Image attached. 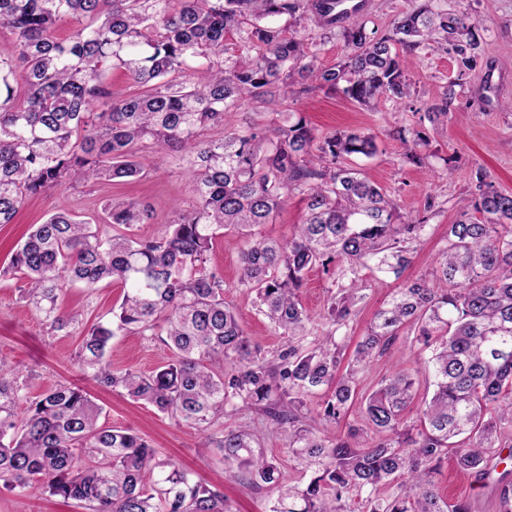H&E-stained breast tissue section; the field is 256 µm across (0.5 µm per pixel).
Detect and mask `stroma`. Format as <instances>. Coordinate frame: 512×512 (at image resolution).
Here are the masks:
<instances>
[{"mask_svg":"<svg viewBox=\"0 0 512 512\" xmlns=\"http://www.w3.org/2000/svg\"><path fill=\"white\" fill-rule=\"evenodd\" d=\"M441 10L464 11L476 24L479 41L477 64L462 87H455L456 55L451 49L419 51L409 75V98L383 102L377 110L367 111L342 93L313 91L288 100L289 111L303 113L317 136L342 128H357L376 137L377 152L369 159H355V166L396 199L401 217L422 210L426 199H433V216L418 243L411 265L402 279L394 275L364 272L362 299L357 304L343 334L345 349L342 365H349L354 349L374 313L386 303L401 280L427 276L447 245L449 224L458 217L457 202L475 190V173L484 170L500 190L512 192V0H434ZM299 35L319 42L318 63L329 67L341 57V28L325 31L314 18L297 24ZM500 79V96L487 99L483 84L487 73ZM455 99L444 122H430L427 106L441 101L446 93ZM422 132L429 140L428 156L419 166L402 159L403 136ZM145 173L135 181H102L76 189H50L28 199L15 223L0 224V267L10 256L29 225L37 224L57 212H69L78 219L106 224L107 201H144L153 209V220L132 229L139 236L160 235L172 218L175 203L191 205L193 172L177 157L159 154L147 156ZM247 246L244 236L228 231L217 239L209 256V268L224 278V298L233 308L239 325L249 339L264 348H273L278 335L257 314L253 298L237 286L240 258ZM331 280L322 268L308 272L299 299L312 327L328 330L324 308ZM121 288L101 282L95 292L72 286L58 300L60 312L77 314V323L67 330L49 332L30 308L18 299L13 280L0 279V356L18 364L19 384L27 397L41 394L54 383L81 385L102 410L107 426L131 428L146 438L159 455L177 466L195 472L204 481L221 488L233 512H266L273 494L267 488L249 487L232 479L229 466L215 446L205 445L194 430L177 424L169 416L147 404H141L83 378L77 365L83 326L110 317L118 305ZM412 335L400 333L386 352L376 355L370 365L358 372L356 391L366 396L376 389L380 379L399 367L410 354ZM171 350L160 338L133 333L112 339L107 359L113 368H130L149 373L166 364ZM249 426L259 439L261 450L276 458L285 478L304 482L301 467L289 454L283 437L267 427L264 419L248 411H226L216 422L214 434L240 426ZM512 461L499 463L484 478L460 470L448 459L442 465L438 489L448 503L468 502L470 512H499L497 489ZM0 512H88L83 503L66 501L49 494L28 495L0 488Z\"/></svg>","mask_w":512,"mask_h":512,"instance_id":"1","label":"stroma"}]
</instances>
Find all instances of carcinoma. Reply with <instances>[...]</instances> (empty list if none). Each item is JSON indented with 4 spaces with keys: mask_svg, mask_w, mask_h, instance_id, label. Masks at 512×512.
<instances>
[{
    "mask_svg": "<svg viewBox=\"0 0 512 512\" xmlns=\"http://www.w3.org/2000/svg\"><path fill=\"white\" fill-rule=\"evenodd\" d=\"M313 2L0 0V27L14 39L12 55L0 56V224L13 223L25 199L46 190L135 180L148 154L181 152L196 174L194 204L175 209L161 236L111 234L54 214L31 227L0 277L18 280L20 298L53 332L75 322L57 306L64 287L93 290L108 279L122 288L112 318L81 332L84 374L200 432L228 408L258 410L311 471L304 485L285 482L246 426L206 442L217 443L232 478L276 492L268 512H341L337 503L351 494L368 512H469L463 502L448 506L435 475L451 454L461 470L485 476L501 455L504 429H512V194L477 171V197L448 225L434 279L397 289L357 343L354 368L339 378L336 333L354 314L360 272L400 276L434 204L426 200L424 215L397 223L394 201L346 164L376 154L370 133L335 131L319 141L299 112L281 124L229 127L245 99L277 111L278 91H340L370 110L401 100L410 94L414 55L442 41L458 57L461 86L476 66V24L465 12L413 0L387 36L353 18L341 59L320 68L316 43L288 33V19ZM62 24L70 25L64 38L56 35ZM111 67L140 91L112 97ZM207 127L226 132L204 139ZM425 146L415 133L404 162L423 164ZM292 192L304 203L292 235L255 233ZM470 207L481 218L469 216ZM105 211L112 227L129 228L148 223L152 207L109 201ZM226 229L248 238L238 285L282 336L271 352L244 335L224 300V278L207 268ZM315 267L334 284L348 281L329 298L334 329L325 336L308 328L298 298ZM403 328L416 347L409 366L382 378L359 406L362 427L377 439L364 442L356 426L343 436L320 434L302 412L305 394L331 389L317 414L328 429L354 406L357 369ZM121 333L156 336L172 358L150 374L114 370L105 354ZM421 371L434 392L415 431L404 413ZM101 413L76 384L26 399L16 368L0 357V487L43 490L90 512H231L219 489L159 456L136 431L101 424ZM394 482L400 492L383 496Z\"/></svg>",
    "mask_w": 512,
    "mask_h": 512,
    "instance_id": "cac0c4a2",
    "label": "carcinoma"
}]
</instances>
